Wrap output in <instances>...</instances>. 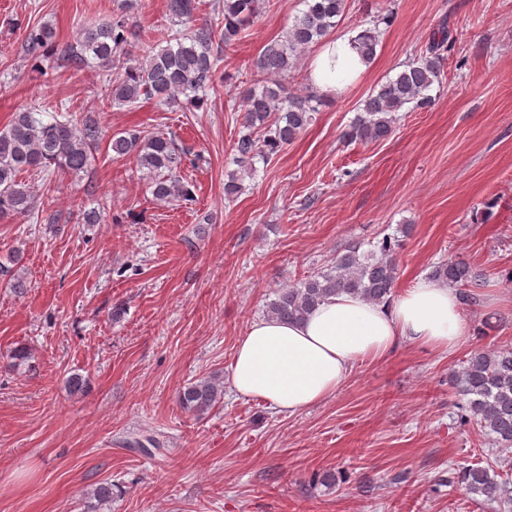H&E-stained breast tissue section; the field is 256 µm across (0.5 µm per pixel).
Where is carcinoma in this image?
Listing matches in <instances>:
<instances>
[{
    "mask_svg": "<svg viewBox=\"0 0 512 512\" xmlns=\"http://www.w3.org/2000/svg\"><path fill=\"white\" fill-rule=\"evenodd\" d=\"M306 10L294 20L284 39L271 41L254 63L267 85L244 95L243 128L237 139L236 162L248 168L261 155L275 154L291 144L312 122L323 97L314 91L306 95H282L280 81L294 68L305 48L326 38L336 27V18L346 10L347 0H304ZM197 0H167L168 19L181 26L164 37V44L140 37L129 16L117 12L112 19L80 29L74 43L62 49L60 65L79 70L94 61L112 74L108 100L112 106L138 107L142 100H157L163 106L180 97L200 107L214 86L216 64L222 48L239 39L261 13V0H222L215 10L224 15V27L213 26L197 16ZM379 42V21L363 29L357 38L361 57L370 62ZM31 54L49 52L53 32L47 26L33 27L25 39ZM452 40L442 23L429 39L426 53L404 65L396 75L379 85L360 105V113L343 133V139L379 141L386 139L397 120L396 113L411 105L425 109L433 105L432 87L440 83L444 54ZM102 141V129L95 120L77 123L57 118L49 123L33 112L21 110L0 129V219L32 218L36 200L26 175L63 172L79 175L88 170ZM109 146L118 156H134L138 166L152 175L154 199L189 201L192 190L183 182L181 166L186 152L165 136L146 137L136 129L118 132ZM399 240L386 236L372 253L352 244L328 268L314 272L296 284L280 289L267 305V316L298 321L332 295L359 296L371 303L392 297L398 269ZM430 278L459 288L463 304L476 303L474 289L482 274L462 259H448L433 266ZM451 383L463 402L460 423L475 421L491 440L512 447V349L493 347L473 350ZM220 379L209 377L188 383L178 395L182 409L205 413L221 403ZM457 482L473 501L512 502V488L499 479L493 467L471 466L459 471ZM100 509L112 501V483L102 482L93 491Z\"/></svg>",
    "mask_w": 512,
    "mask_h": 512,
    "instance_id": "carcinoma-1",
    "label": "carcinoma"
}]
</instances>
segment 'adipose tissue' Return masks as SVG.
<instances>
[{
  "label": "adipose tissue",
  "mask_w": 512,
  "mask_h": 512,
  "mask_svg": "<svg viewBox=\"0 0 512 512\" xmlns=\"http://www.w3.org/2000/svg\"><path fill=\"white\" fill-rule=\"evenodd\" d=\"M366 70L354 35L346 34L322 48L310 78L331 98ZM468 334L456 290L422 278L387 304L336 295L298 322H252L235 346L229 381L237 394L292 416L334 395L359 362L382 359L403 343L450 353Z\"/></svg>",
  "instance_id": "1"
}]
</instances>
